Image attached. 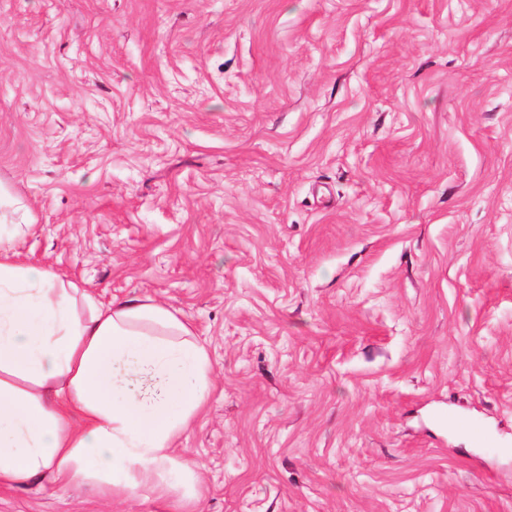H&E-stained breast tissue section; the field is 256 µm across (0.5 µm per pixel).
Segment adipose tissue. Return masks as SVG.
I'll return each instance as SVG.
<instances>
[{"label":"adipose tissue","instance_id":"1","mask_svg":"<svg viewBox=\"0 0 512 512\" xmlns=\"http://www.w3.org/2000/svg\"><path fill=\"white\" fill-rule=\"evenodd\" d=\"M0 216V483L53 476L128 497L189 466L172 449L204 407L210 363L152 299L105 305L19 259Z\"/></svg>","mask_w":512,"mask_h":512}]
</instances>
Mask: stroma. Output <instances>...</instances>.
<instances>
[{
  "label": "stroma",
  "instance_id": "stroma-1",
  "mask_svg": "<svg viewBox=\"0 0 512 512\" xmlns=\"http://www.w3.org/2000/svg\"><path fill=\"white\" fill-rule=\"evenodd\" d=\"M0 196L213 381L198 500L0 512H512V0H0Z\"/></svg>",
  "mask_w": 512,
  "mask_h": 512
}]
</instances>
